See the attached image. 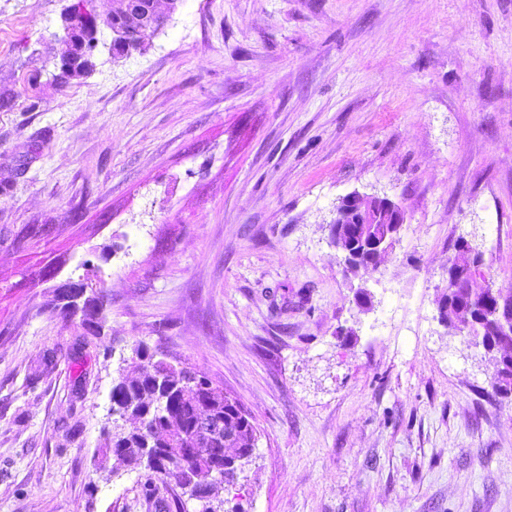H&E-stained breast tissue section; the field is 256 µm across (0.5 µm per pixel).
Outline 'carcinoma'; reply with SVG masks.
I'll return each instance as SVG.
<instances>
[{"label":"carcinoma","instance_id":"carcinoma-1","mask_svg":"<svg viewBox=\"0 0 512 512\" xmlns=\"http://www.w3.org/2000/svg\"><path fill=\"white\" fill-rule=\"evenodd\" d=\"M493 289H475L474 297L450 290L458 300L454 327L469 332L468 317L487 316L494 309L487 298ZM106 295L98 288L94 297L83 302L56 303L60 314L70 319L82 313V323L92 336L100 335L99 322L93 308H103ZM112 414L136 420L148 408L161 407L167 417L154 418L148 425L132 430H117L103 438L101 458L108 454L123 459L132 468L146 470L139 484V496L157 507L186 512L183 497H193L209 478L207 460L224 456L226 448H252L255 426L239 401L229 397L223 389L199 371L175 365L145 346L133 351L130 369H125L114 380L111 391ZM199 448V454L188 456L183 448ZM175 482L182 494L171 501L160 497V490Z\"/></svg>","mask_w":512,"mask_h":512}]
</instances>
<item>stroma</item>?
<instances>
[{
    "mask_svg": "<svg viewBox=\"0 0 512 512\" xmlns=\"http://www.w3.org/2000/svg\"><path fill=\"white\" fill-rule=\"evenodd\" d=\"M64 6L0 0V512H155L95 462L140 344L251 414L224 512H512V394L437 307L461 237L512 293V0H179L59 83ZM353 191L407 217L357 277ZM88 276L97 338L54 306Z\"/></svg>",
    "mask_w": 512,
    "mask_h": 512,
    "instance_id": "1",
    "label": "stroma"
}]
</instances>
